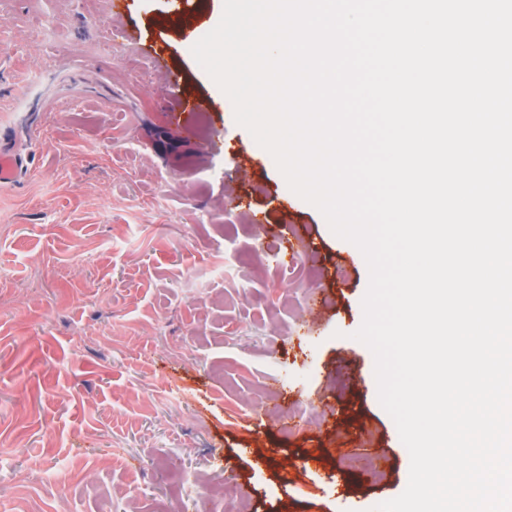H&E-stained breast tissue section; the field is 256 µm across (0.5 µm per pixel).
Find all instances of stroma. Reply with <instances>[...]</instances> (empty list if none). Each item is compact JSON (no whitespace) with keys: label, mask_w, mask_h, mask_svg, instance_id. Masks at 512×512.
I'll return each mask as SVG.
<instances>
[{"label":"stroma","mask_w":512,"mask_h":512,"mask_svg":"<svg viewBox=\"0 0 512 512\" xmlns=\"http://www.w3.org/2000/svg\"><path fill=\"white\" fill-rule=\"evenodd\" d=\"M223 0H0V512H371L410 458L363 255L190 49ZM203 121L166 122L167 76ZM295 254L279 257L285 246ZM22 167V159L5 145L0 147V184L13 183Z\"/></svg>","instance_id":"stroma-1"}]
</instances>
